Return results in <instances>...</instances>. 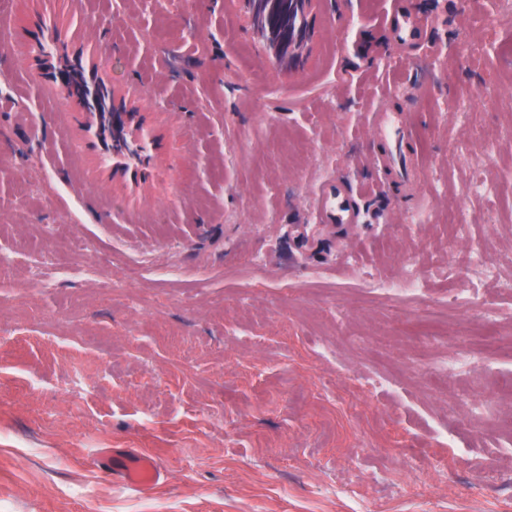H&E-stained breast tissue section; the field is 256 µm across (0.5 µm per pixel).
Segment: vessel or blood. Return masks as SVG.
I'll return each mask as SVG.
<instances>
[{
    "mask_svg": "<svg viewBox=\"0 0 512 512\" xmlns=\"http://www.w3.org/2000/svg\"><path fill=\"white\" fill-rule=\"evenodd\" d=\"M66 17L51 15L40 27L39 47L43 55L61 70L77 69L87 87L100 89L111 96L112 86L103 73L106 59L95 43L85 35L82 0H67ZM426 24L425 19L402 13L391 26L400 43L416 42ZM37 91L41 99L54 104L52 124L64 140L75 145L87 167V182L119 179L125 186L144 185L153 177L155 158L152 145L144 141L124 120L122 114L97 105L81 103L61 78L38 76ZM375 135L383 141L382 164L399 180L414 184L419 158L413 149L416 132L404 113L390 110L375 112L372 117ZM318 218L324 224H356L360 213L355 208L344 182H324L317 194ZM96 465L113 479L136 489L152 488L163 470L151 455L116 448L100 450Z\"/></svg>",
    "mask_w": 512,
    "mask_h": 512,
    "instance_id": "vessel-or-blood-1",
    "label": "vessel or blood"
}]
</instances>
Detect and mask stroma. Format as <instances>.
<instances>
[{
	"instance_id": "1",
	"label": "stroma",
	"mask_w": 512,
	"mask_h": 512,
	"mask_svg": "<svg viewBox=\"0 0 512 512\" xmlns=\"http://www.w3.org/2000/svg\"><path fill=\"white\" fill-rule=\"evenodd\" d=\"M87 9L158 167L144 222L116 185L98 223L0 50V512H512V0H317L293 69L242 0ZM378 109L416 130L419 195ZM329 179L361 223H319ZM426 23L427 20L413 13H402L391 20L395 36L401 44L416 42L420 38ZM374 134L385 144L381 163L399 180L414 187L419 158L412 144L416 139L413 125L404 113L380 110L372 117ZM95 464L113 479L140 491L151 489L163 474L153 456L117 448L100 450Z\"/></svg>"
}]
</instances>
